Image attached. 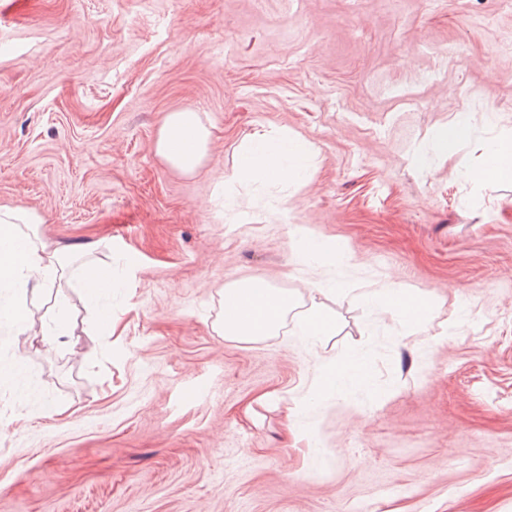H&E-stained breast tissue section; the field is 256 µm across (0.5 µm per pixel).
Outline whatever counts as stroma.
Instances as JSON below:
<instances>
[{"instance_id": "35a3bbf8", "label": "stroma", "mask_w": 512, "mask_h": 512, "mask_svg": "<svg viewBox=\"0 0 512 512\" xmlns=\"http://www.w3.org/2000/svg\"><path fill=\"white\" fill-rule=\"evenodd\" d=\"M186 109L212 132L191 174L154 148ZM258 131L301 144L288 178L237 182ZM508 132L512 0H0V205L111 264L117 323L66 288L70 335L0 333V366L26 358L0 382V512H512V180L462 176ZM299 227L348 256L323 291ZM249 278L291 307L225 339ZM360 280L442 308L406 335ZM313 308L335 335L296 333ZM349 359L365 381L314 387Z\"/></svg>"}]
</instances>
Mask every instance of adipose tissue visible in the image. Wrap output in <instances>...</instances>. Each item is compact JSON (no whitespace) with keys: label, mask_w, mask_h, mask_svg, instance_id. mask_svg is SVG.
Masks as SVG:
<instances>
[{"label":"adipose tissue","mask_w":512,"mask_h":512,"mask_svg":"<svg viewBox=\"0 0 512 512\" xmlns=\"http://www.w3.org/2000/svg\"><path fill=\"white\" fill-rule=\"evenodd\" d=\"M211 131L199 113H169L155 140L156 153L172 168L190 174L201 167L209 151ZM470 177L492 188L512 179V134H505L486 148L484 165ZM41 218L20 207L0 206V286L11 288L9 301L0 303V325L13 335L25 336L52 345L71 329V314L65 304H54L38 313L34 294H49L56 288H77L97 298L112 287L111 267L94 260L84 261L79 274H71L72 256L48 251L34 226ZM367 300L383 313L400 315L409 332L432 321L436 304L427 296L394 284L367 291ZM224 298L231 308L222 316V330L232 340H256L273 335L290 306L288 294L262 279H252L225 289ZM414 305L406 315V305Z\"/></svg>","instance_id":"ef3b65f1"}]
</instances>
